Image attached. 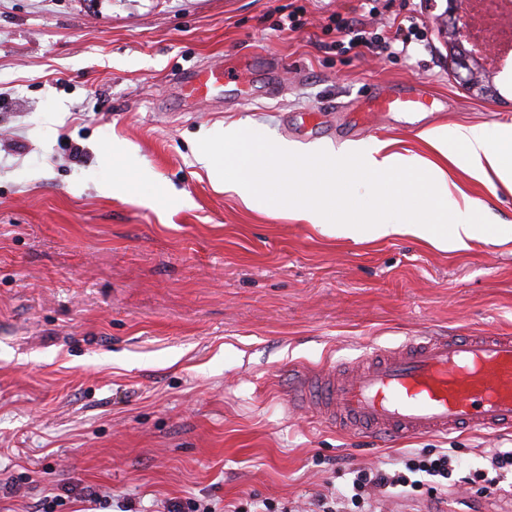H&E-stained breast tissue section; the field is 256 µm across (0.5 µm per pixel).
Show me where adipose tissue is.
Wrapping results in <instances>:
<instances>
[{"instance_id":"ef3b65f1","label":"adipose tissue","mask_w":512,"mask_h":512,"mask_svg":"<svg viewBox=\"0 0 512 512\" xmlns=\"http://www.w3.org/2000/svg\"><path fill=\"white\" fill-rule=\"evenodd\" d=\"M422 139L440 155H447L449 143L465 150L466 168L475 179L512 188V130L504 129L497 141H490L485 128L456 126L422 132ZM223 155L211 147L196 154L214 186L239 195L246 207L271 204L274 195L286 192L294 204V217L320 226L330 236L380 241L407 234L448 251L468 248L482 239L484 225L474 217L475 201L463 197L448 201V175L438 165H426L423 158L389 150L378 143L365 148L349 145L313 163L310 156L293 157L287 142L278 141L259 148L248 147L242 124L225 126L220 138ZM402 175L425 176L432 182L440 206L433 214L405 211L392 192ZM365 180L378 193L381 205L369 215L360 214L350 196V185Z\"/></svg>"}]
</instances>
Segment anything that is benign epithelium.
<instances>
[{
    "label": "benign epithelium",
    "mask_w": 512,
    "mask_h": 512,
    "mask_svg": "<svg viewBox=\"0 0 512 512\" xmlns=\"http://www.w3.org/2000/svg\"><path fill=\"white\" fill-rule=\"evenodd\" d=\"M443 19L448 60L457 78L481 94L497 93L495 88L484 85V66L481 63L484 55L473 46L469 23L460 14L459 0H446Z\"/></svg>",
    "instance_id": "benign-epithelium-1"
}]
</instances>
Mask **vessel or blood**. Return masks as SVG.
<instances>
[{
  "label": "vessel or blood",
  "mask_w": 512,
  "mask_h": 512,
  "mask_svg": "<svg viewBox=\"0 0 512 512\" xmlns=\"http://www.w3.org/2000/svg\"><path fill=\"white\" fill-rule=\"evenodd\" d=\"M223 67L184 76L187 97L201 102L221 87ZM379 112H412L424 91L369 92ZM289 406L311 408L348 435L390 440L448 435L462 430L495 433L512 428V333L466 336L422 332L399 346L372 345L358 358L300 368L288 387Z\"/></svg>",
  "instance_id": "b4317fda"
}]
</instances>
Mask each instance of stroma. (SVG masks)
I'll list each match as a JSON object with an SVG mask.
<instances>
[{
	"label": "stroma",
	"instance_id": "35a3bbf8",
	"mask_svg": "<svg viewBox=\"0 0 512 512\" xmlns=\"http://www.w3.org/2000/svg\"><path fill=\"white\" fill-rule=\"evenodd\" d=\"M305 25L278 24L290 8ZM445 0H0V512H307L347 470L447 451L484 469L512 431L383 442L288 406V371L395 347L421 331H512V191L464 170L423 131L512 127V69L497 96L456 79L439 32ZM408 45L344 50L334 17ZM241 64L186 104L182 74ZM278 88L269 96L268 84ZM426 89L414 112H362L369 87ZM306 153L355 143L441 165L479 203L487 238L442 251L406 235L355 242L252 210L195 160L204 134ZM81 155H73L72 145ZM120 148L152 180L105 195ZM164 189L152 194L153 185ZM106 494L93 506L88 488ZM452 512H512V497L449 488Z\"/></svg>",
	"mask_w": 512,
	"mask_h": 512
}]
</instances>
